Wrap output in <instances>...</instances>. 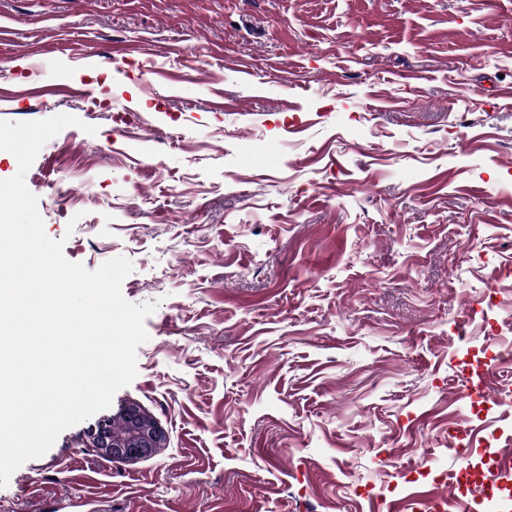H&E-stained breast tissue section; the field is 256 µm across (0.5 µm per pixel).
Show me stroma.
Returning <instances> with one entry per match:
<instances>
[{
  "label": "stroma",
  "mask_w": 512,
  "mask_h": 512,
  "mask_svg": "<svg viewBox=\"0 0 512 512\" xmlns=\"http://www.w3.org/2000/svg\"><path fill=\"white\" fill-rule=\"evenodd\" d=\"M1 88L0 119L97 128L25 183L155 303L102 416L166 441L113 461L89 418L0 512H462L449 425L512 438L461 397L512 390V0H0Z\"/></svg>",
  "instance_id": "obj_1"
}]
</instances>
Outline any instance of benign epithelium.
<instances>
[{"instance_id":"obj_1","label":"benign epithelium","mask_w":512,"mask_h":512,"mask_svg":"<svg viewBox=\"0 0 512 512\" xmlns=\"http://www.w3.org/2000/svg\"><path fill=\"white\" fill-rule=\"evenodd\" d=\"M131 436L117 438L112 435L107 420L99 422V431L90 437L91 447L99 449L104 457L135 459L152 454L163 445V430L133 406L125 409Z\"/></svg>"}]
</instances>
